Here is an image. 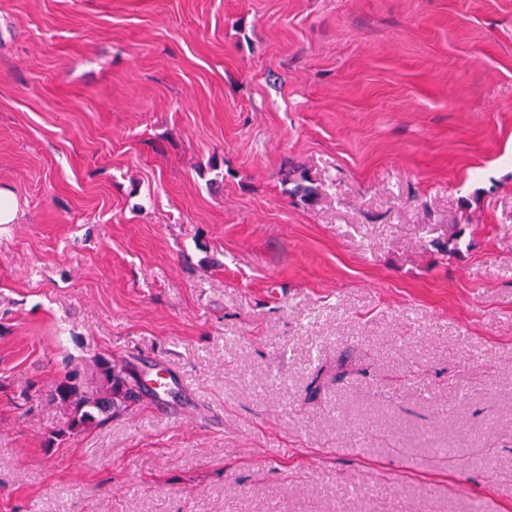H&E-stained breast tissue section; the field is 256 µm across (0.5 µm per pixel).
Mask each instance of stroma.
<instances>
[{
    "mask_svg": "<svg viewBox=\"0 0 512 512\" xmlns=\"http://www.w3.org/2000/svg\"><path fill=\"white\" fill-rule=\"evenodd\" d=\"M0 189V512H512V0H0ZM140 380L122 365L100 362V383L88 389L75 373L64 377L55 387V396L72 409V429H83L112 418V409L130 406L140 399Z\"/></svg>",
    "mask_w": 512,
    "mask_h": 512,
    "instance_id": "1",
    "label": "stroma"
}]
</instances>
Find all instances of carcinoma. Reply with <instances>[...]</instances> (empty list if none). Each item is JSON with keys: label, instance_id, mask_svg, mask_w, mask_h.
Listing matches in <instances>:
<instances>
[{"label": "carcinoma", "instance_id": "cac0c4a2", "mask_svg": "<svg viewBox=\"0 0 512 512\" xmlns=\"http://www.w3.org/2000/svg\"><path fill=\"white\" fill-rule=\"evenodd\" d=\"M142 384L125 367L108 360L100 362V383L88 389L72 373L55 387L57 399L72 409L71 427L83 429L112 418V410L130 406L140 399Z\"/></svg>", "mask_w": 512, "mask_h": 512}]
</instances>
